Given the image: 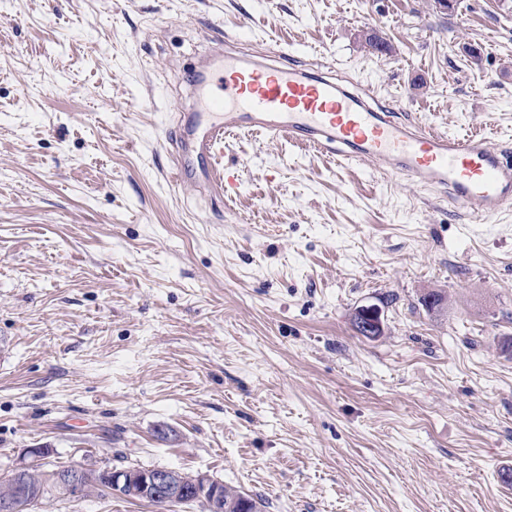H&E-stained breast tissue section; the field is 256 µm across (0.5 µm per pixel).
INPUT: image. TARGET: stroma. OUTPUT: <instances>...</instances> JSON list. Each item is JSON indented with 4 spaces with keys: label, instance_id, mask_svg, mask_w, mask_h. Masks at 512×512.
I'll return each mask as SVG.
<instances>
[{
    "label": "stroma",
    "instance_id": "obj_1",
    "mask_svg": "<svg viewBox=\"0 0 512 512\" xmlns=\"http://www.w3.org/2000/svg\"><path fill=\"white\" fill-rule=\"evenodd\" d=\"M213 21L512 145V0H0V481L45 448L50 469L205 472L266 512H512V212L477 224L255 133L219 146L223 194L173 187Z\"/></svg>",
    "mask_w": 512,
    "mask_h": 512
}]
</instances>
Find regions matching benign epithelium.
I'll list each match as a JSON object with an SVG mask.
<instances>
[{"instance_id":"7a95c632","label":"benign epithelium","mask_w":512,"mask_h":512,"mask_svg":"<svg viewBox=\"0 0 512 512\" xmlns=\"http://www.w3.org/2000/svg\"><path fill=\"white\" fill-rule=\"evenodd\" d=\"M368 316L365 333L371 337L383 328L381 312L375 306L366 308ZM46 449L29 448L15 464L13 475L28 472L33 460L44 456ZM52 474L62 490L78 494L82 489L81 474L68 473L59 466ZM97 478L108 490L124 497H137L165 504L170 500L185 499L188 495L204 503L207 512H224V483L207 473L185 474L172 469L138 470L106 467L96 470ZM28 502L20 495L11 493L0 497V512H25Z\"/></svg>"}]
</instances>
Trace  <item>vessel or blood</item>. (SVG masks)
<instances>
[{
	"mask_svg": "<svg viewBox=\"0 0 512 512\" xmlns=\"http://www.w3.org/2000/svg\"><path fill=\"white\" fill-rule=\"evenodd\" d=\"M207 91L204 115L192 119L191 152L199 169L176 161V186L214 195L224 190L211 161L224 134L246 131L317 146L337 161L383 164L415 184L447 190L450 202L483 223L512 210V149L471 134L413 128L395 113L333 75L309 74L282 61L225 57L221 67L196 72Z\"/></svg>",
	"mask_w": 512,
	"mask_h": 512,
	"instance_id": "b4317fda",
	"label": "vessel or blood"
}]
</instances>
